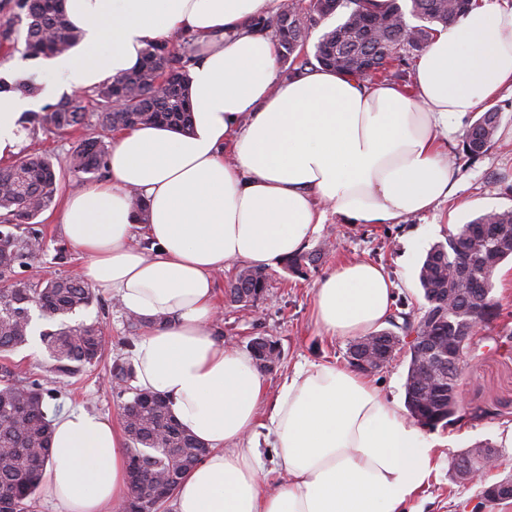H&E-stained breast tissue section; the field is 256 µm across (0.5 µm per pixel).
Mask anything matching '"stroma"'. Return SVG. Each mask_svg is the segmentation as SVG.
<instances>
[{
	"label": "stroma",
	"instance_id": "1",
	"mask_svg": "<svg viewBox=\"0 0 512 512\" xmlns=\"http://www.w3.org/2000/svg\"><path fill=\"white\" fill-rule=\"evenodd\" d=\"M33 80L45 86L44 62L24 57L22 52L0 48V80L15 83ZM501 115L496 143L483 155L452 160L458 191L435 210L410 217L402 224L354 226L328 216L309 243L317 249L325 240L333 248L317 265L296 276L285 266L269 272V287L253 312L239 311L218 300L217 335L239 350H247L252 337L276 340L283 353L277 369L266 374L270 392H277L288 374L311 362L347 363L348 341L331 338L317 331L312 320L313 288L337 260L370 261L384 266L398 287V303L406 309L421 307L423 292L418 282L421 262L430 247L446 241L463 224L491 210L512 207V91H504L493 103ZM77 141L76 135H55L43 131L26 132L24 151L42 150L53 157L61 174V195L81 188V181L67 169V157ZM59 207L39 217L44 246L30 260L23 275L34 281L79 272L84 258L68 247L61 233ZM492 297L501 314L483 334L475 337L459 381L462 400L461 420L437 427V435L447 443L437 451V467L416 505L419 512H471L479 497L480 484L456 481L448 471L449 456L478 444L499 448L501 465L492 480L512 475V447L506 443L512 430V261H505L494 276ZM74 321L97 323L107 339L100 362L82 376L61 381L59 401H48L50 416L77 407L119 419L121 400L111 376L115 359L127 357L125 340L132 331L127 316L116 299L96 295L92 304L77 310Z\"/></svg>",
	"mask_w": 512,
	"mask_h": 512
}]
</instances>
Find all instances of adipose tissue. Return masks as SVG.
<instances>
[{
  "mask_svg": "<svg viewBox=\"0 0 512 512\" xmlns=\"http://www.w3.org/2000/svg\"><path fill=\"white\" fill-rule=\"evenodd\" d=\"M64 6L83 38L49 71L72 90L123 74L176 35L203 45L190 69V132L114 134L110 181L69 195L61 214L65 239L86 259L81 278L145 322L133 352L138 385L209 448L177 486L174 512H405L436 467L439 437L343 364L297 366L269 397L251 355L214 335L215 275L238 263L277 267L331 213L400 224L453 197L449 141L512 89V9L483 0L439 30L404 87L323 68L280 77L275 40L243 27L273 0ZM36 106L0 93V159L20 152L17 116ZM395 301L383 266L342 261L314 287V324L333 338L365 336ZM260 422L287 475L273 492L251 442ZM52 429L44 497L57 512H114L129 494L123 427L80 408Z\"/></svg>",
  "mask_w": 512,
  "mask_h": 512,
  "instance_id": "1",
  "label": "adipose tissue"
}]
</instances>
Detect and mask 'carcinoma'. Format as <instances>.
<instances>
[{
    "label": "carcinoma",
    "instance_id": "1",
    "mask_svg": "<svg viewBox=\"0 0 512 512\" xmlns=\"http://www.w3.org/2000/svg\"><path fill=\"white\" fill-rule=\"evenodd\" d=\"M480 0H390L383 12L363 8V0H341L335 11L324 8L322 0H295L289 13L277 6L275 13L250 21L251 31L266 34L288 17V31L274 36L279 46V61L286 75L300 74L316 66L346 73L373 83L366 68L375 67L378 81H386L398 72L394 63L408 60L403 35L394 20L410 15L416 40L411 54L421 52L437 28L459 21ZM14 16L0 25V41L12 48L24 44V55L32 59L51 58L72 50L81 40V32L68 21L63 0H14ZM337 14V24L322 27ZM322 27L318 40L308 45L311 30ZM195 38L180 36L152 44L136 66L124 74L94 88L87 98L74 100L62 96L41 113L25 115L30 128L52 134H64L88 126L93 113L104 133H115L139 125H163L187 133L191 129L188 72L192 66ZM500 125V113L483 112L461 135V151L476 157L493 144ZM109 148L103 136L81 139L72 149L68 170L75 176L103 174L108 170ZM61 188V176L52 158L42 153H27L0 165V278L10 286L0 289V512H35L38 490L49 453L51 420L45 410L47 400H55L58 390L51 382L29 375L20 365L8 360V354L29 341V327L35 307L41 316L60 319L54 329L40 333L41 343L54 361L59 377H75L95 366L103 354V336L98 325L70 324L64 317L86 307L93 300L92 289L80 277L60 276L33 282L20 276L36 251L42 249V237L31 222L49 210ZM322 250L289 258L285 267L294 274L319 261ZM512 257V208L486 211L446 242L433 245L420 266L418 280L425 304L408 313L401 312L402 323L390 324L402 334L416 329L429 336L440 354L448 358L465 357L472 335L450 324L451 312L464 310L489 325L497 318L496 304L477 305L474 289L491 293L493 277L499 265ZM269 274L250 266L238 270L228 283L227 302L249 307L267 292ZM255 362L280 363L278 342L269 337L252 346ZM405 382L407 410L420 424L433 428L447 424L459 412V398L449 399L455 391L453 379L438 367H422L409 353ZM113 380L125 389L123 426L128 438V466H136L139 482L130 487L121 512H157V487L166 493L175 490L180 478L205 456L206 449L190 436L172 416L164 398L132 385L135 369L119 358L112 364Z\"/></svg>",
    "mask_w": 512,
    "mask_h": 512
}]
</instances>
